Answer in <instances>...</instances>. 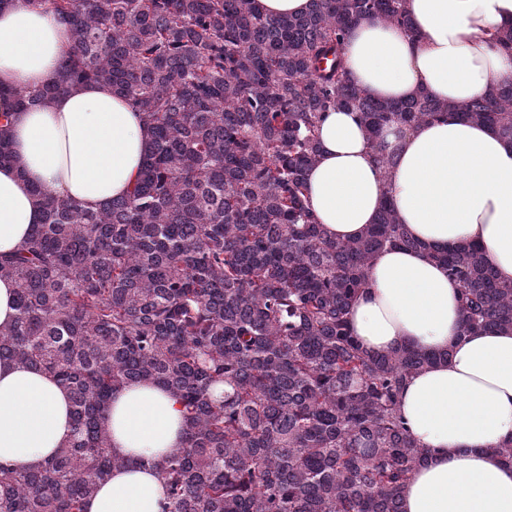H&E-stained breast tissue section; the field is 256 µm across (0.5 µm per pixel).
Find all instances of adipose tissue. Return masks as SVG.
Wrapping results in <instances>:
<instances>
[{
	"instance_id": "ef3b65f1",
	"label": "adipose tissue",
	"mask_w": 512,
	"mask_h": 512,
	"mask_svg": "<svg viewBox=\"0 0 512 512\" xmlns=\"http://www.w3.org/2000/svg\"><path fill=\"white\" fill-rule=\"evenodd\" d=\"M406 9L409 28L369 17L348 33V76L365 93L464 102L512 83V55L496 42L512 27V0H407ZM70 45L68 25L54 14L7 0L0 5V86L53 84ZM12 132L13 159L0 166L1 255L40 223V192L90 209L126 195L150 140L141 112L99 83L15 112ZM318 140L308 203L328 236H361L388 198L416 242L374 257L369 285L350 308L355 336L374 352L412 347L446 355L413 374L399 395L406 426L429 450L410 477L404 512H512V467L492 453L512 442V332L460 335L461 286L433 258L473 242L496 278L512 283V141L452 116L393 129L385 146L394 165L385 177L355 112L329 113ZM69 425V394L53 377L0 362V463L42 462ZM106 426L113 455L126 464L113 469L85 512H165L166 490L151 463L183 446L177 401L153 384L126 387L113 397Z\"/></svg>"
}]
</instances>
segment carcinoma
<instances>
[{"label":"carcinoma","instance_id":"cac0c4a2","mask_svg":"<svg viewBox=\"0 0 512 512\" xmlns=\"http://www.w3.org/2000/svg\"><path fill=\"white\" fill-rule=\"evenodd\" d=\"M31 2L70 27L71 48L56 83L0 96L46 105L106 84L144 115L151 144L129 194L90 210L42 193V222L0 256L16 286L0 361L51 375L72 407L53 457L0 464V512H83L126 464L105 414L132 384L160 386L185 419L181 451L155 463L166 512H402L429 450L398 398L444 354L372 352L352 334L374 255L417 243L388 202L360 237H328L306 204L318 126L353 110L376 141L455 114L512 139V84L391 102L349 81L351 26L406 28V0H310L274 16L256 0ZM12 157L0 112V164ZM437 259L461 284L460 335L512 332V283L471 246Z\"/></svg>","mask_w":512,"mask_h":512}]
</instances>
